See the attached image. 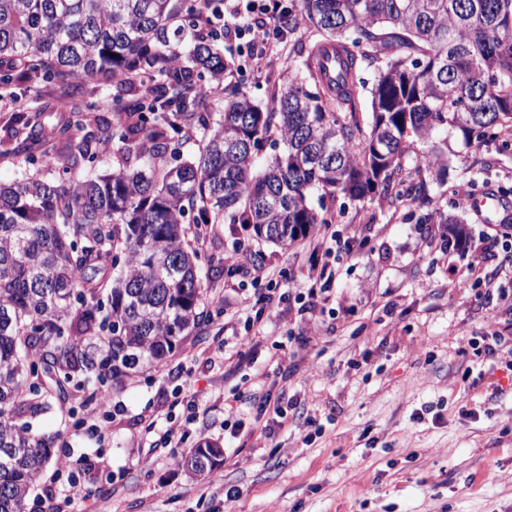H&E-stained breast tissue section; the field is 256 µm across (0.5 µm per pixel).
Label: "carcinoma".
Instances as JSON below:
<instances>
[{"label": "carcinoma", "instance_id": "carcinoma-1", "mask_svg": "<svg viewBox=\"0 0 512 512\" xmlns=\"http://www.w3.org/2000/svg\"><path fill=\"white\" fill-rule=\"evenodd\" d=\"M222 2L0 0V87L156 82L108 117L89 119L92 103L73 91L15 117L16 151L63 162L52 183H0V512H29L59 437L23 417L92 385L107 398L221 313L199 312L190 229L239 224L286 248L327 223L312 194L400 198L424 160L448 164L445 138L406 168L409 144L448 129L484 144L512 128V0H292L288 33L313 27L322 39L271 107L232 87L216 114L207 80L230 64L200 31ZM188 129L204 141L185 157ZM112 148V171L70 178ZM175 458L201 476L224 455L205 441Z\"/></svg>", "mask_w": 512, "mask_h": 512}]
</instances>
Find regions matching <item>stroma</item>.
Listing matches in <instances>:
<instances>
[{"label": "stroma", "instance_id": "stroma-1", "mask_svg": "<svg viewBox=\"0 0 512 512\" xmlns=\"http://www.w3.org/2000/svg\"><path fill=\"white\" fill-rule=\"evenodd\" d=\"M286 39L273 47L264 74L250 69L240 41L218 46L231 62L229 84L267 106L291 75ZM73 88L107 115L114 100L146 93V85L76 79ZM14 115L0 112V182L55 181L58 157L29 160L15 151ZM411 196H344L316 202L336 240L327 262L334 276L315 332L294 296L320 287L302 244L283 249L237 224H214L202 253L228 254L249 244L257 260L280 270L291 300L264 306L253 350L228 330L241 313L238 275L205 280L202 304L224 312L185 336L173 355L126 386L111 390L112 413L90 432L84 396L32 419L56 430V452L32 497L54 483L62 461L87 465L74 488L75 512H218L201 499L211 482L240 490L232 512H512V373L487 337L512 347V147L500 140L464 145L448 136V166L421 170ZM493 190L510 210L476 213L470 197ZM469 230L468 248L448 233L449 216ZM289 340L287 352L273 341ZM285 395L322 427L306 440L302 420L273 439L251 394ZM245 427L224 430L225 413ZM177 426L186 448L199 438L219 444L223 463L198 479L175 467L162 447L163 426Z\"/></svg>", "mask_w": 512, "mask_h": 512}]
</instances>
